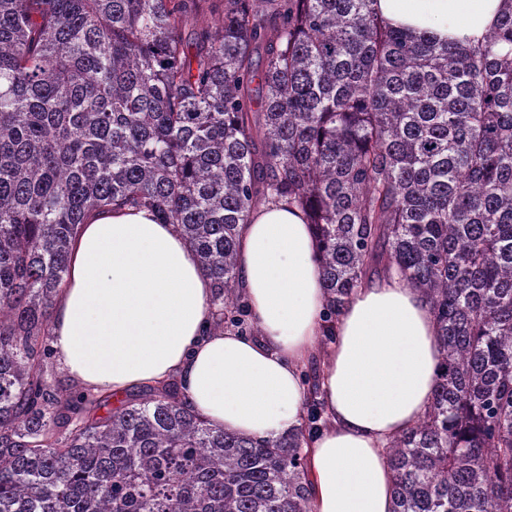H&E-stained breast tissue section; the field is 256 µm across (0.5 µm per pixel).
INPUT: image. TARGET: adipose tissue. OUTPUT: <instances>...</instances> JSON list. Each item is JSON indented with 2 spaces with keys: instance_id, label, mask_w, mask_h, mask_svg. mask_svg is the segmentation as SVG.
<instances>
[{
  "instance_id": "obj_1",
  "label": "adipose tissue",
  "mask_w": 512,
  "mask_h": 512,
  "mask_svg": "<svg viewBox=\"0 0 512 512\" xmlns=\"http://www.w3.org/2000/svg\"><path fill=\"white\" fill-rule=\"evenodd\" d=\"M503 0H375L391 26L474 46ZM237 273L258 329L212 330L213 288L176 225L115 209L80 225L55 300L52 348L74 386L117 394L176 379L186 404L225 431L276 438L303 422L302 378L328 294L315 228L280 201L240 222ZM321 381L330 423L308 445L313 512H394L386 444L426 412L440 373L422 293L394 274L354 293Z\"/></svg>"
}]
</instances>
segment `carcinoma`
<instances>
[{"label": "carcinoma", "mask_w": 512, "mask_h": 512, "mask_svg": "<svg viewBox=\"0 0 512 512\" xmlns=\"http://www.w3.org/2000/svg\"><path fill=\"white\" fill-rule=\"evenodd\" d=\"M373 3L0 0V512H312L322 356L303 427L268 439L173 379L113 407L46 377L79 225H178L214 329L255 334L238 224L276 200L315 226L326 328L393 270L436 322L430 406L388 444L395 512H512V0L474 48Z\"/></svg>", "instance_id": "obj_1"}]
</instances>
